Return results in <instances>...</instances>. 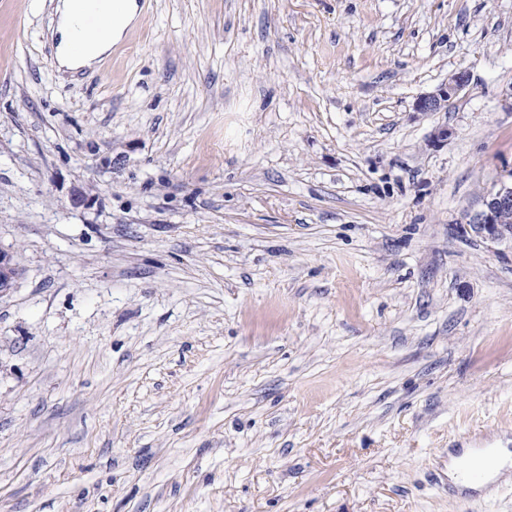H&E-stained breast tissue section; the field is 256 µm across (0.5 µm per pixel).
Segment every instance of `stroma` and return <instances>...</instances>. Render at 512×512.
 <instances>
[{"label":"stroma","mask_w":512,"mask_h":512,"mask_svg":"<svg viewBox=\"0 0 512 512\" xmlns=\"http://www.w3.org/2000/svg\"><path fill=\"white\" fill-rule=\"evenodd\" d=\"M138 2L72 78L0 0V512H512V0ZM469 81L470 75L467 70H456L448 76V81L439 86L435 91L418 97L414 105L415 111H448L453 99L469 85ZM462 223V233L469 231L490 245L512 247V172L483 198L479 210L465 215ZM496 458V465L489 473L486 481L481 483H472L483 481L493 464L491 455L484 457L481 467L470 474L469 482L463 477L461 471V462L469 458L471 461L477 459L469 448H465L461 456H456L449 452L448 454V483L458 492L466 490L475 491L480 494H490L493 492L494 485L500 483H509L511 481V463L509 448H487Z\"/></svg>","instance_id":"obj_1"}]
</instances>
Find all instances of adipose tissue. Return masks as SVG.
<instances>
[{"mask_svg": "<svg viewBox=\"0 0 512 512\" xmlns=\"http://www.w3.org/2000/svg\"><path fill=\"white\" fill-rule=\"evenodd\" d=\"M54 36L57 38L55 58L59 68L67 71H77L84 67L97 64L107 54L113 44L120 42L127 29L136 23L139 15V6L136 0H125L122 11L112 22L105 37L90 36L87 48L83 53L72 51V43L76 34L71 0H58L55 7ZM496 464L489 473L486 481L472 483L466 480L461 471V462L466 458H473L471 450H464L462 455H449L448 482L457 491H475L481 494L492 493L495 485L512 481V450L507 448L494 449Z\"/></svg>", "mask_w": 512, "mask_h": 512, "instance_id": "ef3b65f1", "label": "adipose tissue"}]
</instances>
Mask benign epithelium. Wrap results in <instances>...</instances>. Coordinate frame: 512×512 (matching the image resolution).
I'll return each instance as SVG.
<instances>
[{
	"label": "benign epithelium",
	"instance_id": "benign-epithelium-1",
	"mask_svg": "<svg viewBox=\"0 0 512 512\" xmlns=\"http://www.w3.org/2000/svg\"><path fill=\"white\" fill-rule=\"evenodd\" d=\"M470 81L469 72L459 69L448 76V81L435 91L417 98L414 108L417 112H446L453 99L462 92ZM94 187H75L70 194L72 208H88L94 202ZM461 232H471L491 245L512 247V172L499 182L482 200L481 207L465 215V222L459 226ZM18 278V266L13 255L0 250V294L11 289Z\"/></svg>",
	"mask_w": 512,
	"mask_h": 512
}]
</instances>
